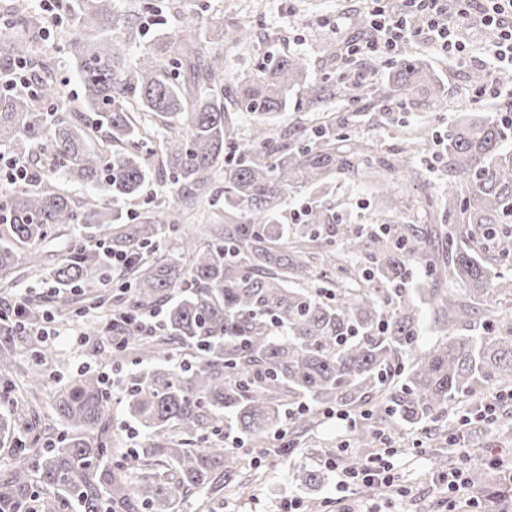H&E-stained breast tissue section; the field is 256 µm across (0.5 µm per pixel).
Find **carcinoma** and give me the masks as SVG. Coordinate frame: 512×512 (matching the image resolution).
Here are the masks:
<instances>
[{
  "label": "carcinoma",
  "mask_w": 512,
  "mask_h": 512,
  "mask_svg": "<svg viewBox=\"0 0 512 512\" xmlns=\"http://www.w3.org/2000/svg\"><path fill=\"white\" fill-rule=\"evenodd\" d=\"M58 9L83 32L74 43L83 84L78 103L55 78L51 59H36L27 32L3 48L6 63L25 60L39 78L28 91L0 94V147L29 173L0 200L8 231L0 240V279L7 288L24 267L59 288L87 289L100 314L93 331L117 337L111 353L119 365L136 351L160 355L175 344L190 360L179 368L160 363L128 380L126 411L144 437L137 448L111 446L101 379L85 373L62 385L54 404L62 434L35 453L16 447V465L0 472V512H180L193 496L205 509L209 498L242 486L249 458L274 465L291 450L317 454L304 435L331 407L424 425L488 385L512 388V318L488 302L512 295V280L492 276L476 257L479 248L492 261L512 260V153L503 149L512 127L503 125L498 102L488 103L489 116L448 133L441 214L456 223L446 225L445 252L431 255L426 233L389 210L375 216L389 232L365 237L334 225L331 210L311 207L290 240L288 226L277 223L289 190L321 187L338 175L389 190L404 163L375 154L365 139L338 138L328 126L310 143L285 135L271 144L268 126L293 92L311 106L323 101L304 56L287 55L236 85V111L253 115L259 146L229 156L224 145L234 143L235 118L224 106V56L206 51L199 14H181L161 53L144 51L128 69L109 37L126 21L112 0H59ZM388 81L433 103L448 95L415 59ZM151 156L168 171L171 190L160 211L125 224L123 205L144 187ZM54 174L95 187L112 207L96 194L70 195L52 183ZM218 194L226 224L206 225L199 238L174 219L185 200ZM237 212L245 222H234ZM331 225L339 248L327 249L316 267L319 228ZM68 226L79 235L62 259L43 265L38 246ZM165 227L181 245L176 256L155 255ZM108 252L126 263L112 265ZM417 268L448 287H408ZM333 274L346 287L333 295L314 287ZM101 288L116 289L120 303L110 305ZM156 307L162 324L153 334L130 322ZM425 307L437 332L428 347L420 336ZM9 328L4 322L0 341L7 391L15 387L17 358ZM289 406L298 420L291 436L284 434ZM226 428L245 443L223 447ZM352 434L361 446L373 443L368 421ZM324 479L308 467L296 476L302 485Z\"/></svg>",
  "instance_id": "cac0c4a2"
}]
</instances>
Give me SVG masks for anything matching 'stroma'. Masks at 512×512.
<instances>
[{
	"label": "stroma",
	"instance_id": "obj_1",
	"mask_svg": "<svg viewBox=\"0 0 512 512\" xmlns=\"http://www.w3.org/2000/svg\"><path fill=\"white\" fill-rule=\"evenodd\" d=\"M177 9H170L167 0H160L157 11H149L147 0H113L115 8L132 18L131 25L114 29L112 45L120 52L125 63H132L144 47L160 45L163 37L178 30V13L193 9L201 13L204 21L223 19L225 24L244 23L252 31V41L245 47H234L223 38H213L211 50L223 53L224 70L229 84L252 77L259 66H271L283 55H303L309 65L310 78L316 79L324 90L321 106L309 108L298 98H291L286 112L280 114L269 134L273 139L282 137L313 138L316 129L332 124L340 136H367L382 150L403 148L407 134L417 132L428 142L426 151L411 153L401 172V190L397 195L403 201L401 220L417 226L438 225L442 216L431 214L425 201L440 193L448 180V163L441 143L449 130L463 116H484L483 106L473 104L465 95L468 68L454 65L435 52L410 43L399 53L377 57L365 66L344 64L340 56L326 48L327 41L343 43L363 37L366 29L361 18L367 17V0H176ZM408 57L425 59L435 70L448 91L442 105H422L412 101L405 93L390 89L389 71ZM365 69L373 75L369 87L363 88L359 98H337L335 87L343 73ZM381 198L371 186L351 179L337 178L325 188H299L291 192L281 211L285 224L298 223L308 208H330L337 223L358 228L373 223V212ZM107 345L99 336H88L81 346L70 345L59 338L53 345V356L41 366L47 382L41 393L36 411H28L22 398L13 396L0 399V413L21 416L23 425L35 433H59L61 424L52 412L58 387L84 371L107 374L112 379L109 393V419L112 442L118 448L134 447V424L124 408L123 387L126 372L132 371V362H124L122 371H115L111 362L100 360L99 351ZM493 391L484 396L452 404L443 418V426L460 430L465 436L466 448L475 452H488L506 459L512 458V401L500 407L495 422L477 416V409L491 401ZM389 447L396 453L390 462L401 478L406 492L402 495L378 497L369 494L366 487L351 486L340 491L336 488L335 472L327 471L328 457L343 454L352 464L365 462L374 451L359 448L349 442V431L337 416H329L316 430L312 442L319 453L312 460L303 456L270 464L260 461L244 472L248 487L244 493L228 495L216 512H280L288 499H302L315 495L324 501L322 512H353L360 504L371 505L373 512H436V501L441 491L438 475L449 468L461 467L460 448L450 446L431 436L422 426H397L392 430ZM312 463L326 470L327 478L315 491L296 486L293 477L297 469Z\"/></svg>",
	"mask_w": 512,
	"mask_h": 512
}]
</instances>
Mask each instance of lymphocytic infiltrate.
<instances>
[{
	"mask_svg": "<svg viewBox=\"0 0 512 512\" xmlns=\"http://www.w3.org/2000/svg\"><path fill=\"white\" fill-rule=\"evenodd\" d=\"M373 2L369 13L372 33L363 41L349 43L346 57L391 54L402 43L422 39L450 59L464 63L470 60L471 53L459 31L475 17L493 36L488 48L491 70L483 83L469 86L466 95L475 103L504 96L512 98V0H403L397 11L389 9L384 0ZM410 12L423 17V26H408L406 15ZM328 464L339 468V483L346 488L362 483L390 489L400 482L391 463L381 456L356 466H340L335 458L329 459Z\"/></svg>",
	"mask_w": 512,
	"mask_h": 512,
	"instance_id": "lymphocytic-infiltrate-1",
	"label": "lymphocytic infiltrate"
}]
</instances>
